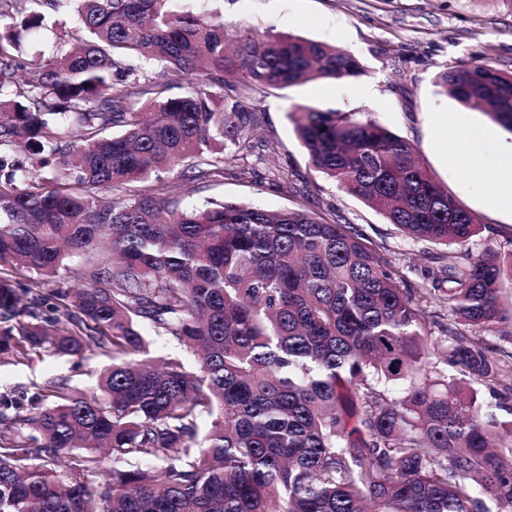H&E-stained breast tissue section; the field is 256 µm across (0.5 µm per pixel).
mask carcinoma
<instances>
[{
    "label": "carcinoma",
    "mask_w": 512,
    "mask_h": 512,
    "mask_svg": "<svg viewBox=\"0 0 512 512\" xmlns=\"http://www.w3.org/2000/svg\"><path fill=\"white\" fill-rule=\"evenodd\" d=\"M18 2L0 0V367L112 362L87 391H0V512H512V421L488 413L512 414V349L492 342L512 252L427 270L447 308L435 336L419 289L352 225L182 206L248 174L224 150L254 149L249 92L361 62L291 33L229 42L222 14L203 23L172 0ZM71 3L77 24L24 58V34ZM133 59L161 88L123 86ZM435 84L512 132V72L473 59ZM289 119L311 166L402 234H479L371 113L298 104ZM69 273L82 287L47 288Z\"/></svg>",
    "instance_id": "cac0c4a2"
}]
</instances>
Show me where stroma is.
I'll return each mask as SVG.
<instances>
[{"label":"stroma","instance_id":"1","mask_svg":"<svg viewBox=\"0 0 512 512\" xmlns=\"http://www.w3.org/2000/svg\"><path fill=\"white\" fill-rule=\"evenodd\" d=\"M201 18L221 9L226 34L245 31L288 33L340 47L360 60L363 74L348 80L317 79L288 89L260 92L263 111L247 158L228 153L224 166L252 167L249 179L225 177L205 186L202 195L218 201L249 202L271 211L308 207L341 224L358 227L364 238L392 260L406 280L422 286L427 268L446 265L459 246H436L410 239L377 212L340 191L310 165L298 144L288 113L295 105L340 111H372L388 129L412 143L429 172L483 224L466 247L473 254L512 251V208H497L486 198L496 175L500 150L512 146V133L483 112L441 94L435 73L474 58L512 71V0H181ZM490 134L475 171L451 165L438 147L441 133L458 120ZM285 168L295 181L273 186L270 169ZM308 196L295 194L294 185ZM107 360L76 361L44 354L27 366L0 369V384L19 386L32 379H63L90 388Z\"/></svg>","mask_w":512,"mask_h":512}]
</instances>
